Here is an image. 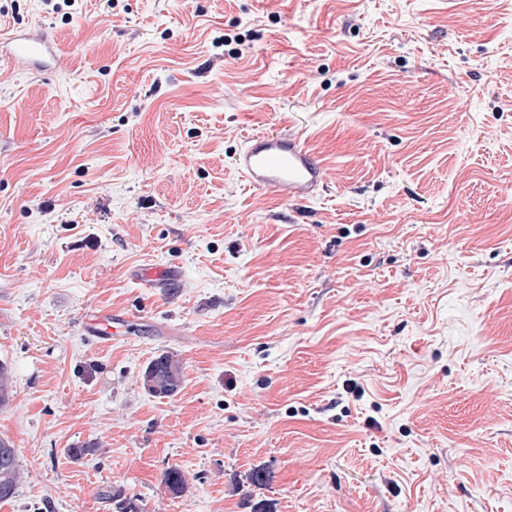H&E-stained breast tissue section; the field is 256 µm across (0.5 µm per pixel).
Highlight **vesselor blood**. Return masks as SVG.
<instances>
[{
    "label": "vessel or blood",
    "mask_w": 512,
    "mask_h": 512,
    "mask_svg": "<svg viewBox=\"0 0 512 512\" xmlns=\"http://www.w3.org/2000/svg\"><path fill=\"white\" fill-rule=\"evenodd\" d=\"M0 42L11 47L10 60L23 68H41L55 61L58 49L41 32L0 31ZM237 172L253 187L275 193L283 202L313 200L321 186L322 167L299 136L276 134L247 141L235 158Z\"/></svg>",
    "instance_id": "1"
}]
</instances>
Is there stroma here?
Wrapping results in <instances>:
<instances>
[{
    "mask_svg": "<svg viewBox=\"0 0 512 512\" xmlns=\"http://www.w3.org/2000/svg\"><path fill=\"white\" fill-rule=\"evenodd\" d=\"M1 24L58 58H0V512H512V0H0ZM280 130L314 201L233 167ZM11 46L10 60L14 65L21 66L27 70L46 66L47 62L54 63L58 56V49L46 34L41 32H29L19 34L12 28H1L0 55H2V44ZM32 71H41L35 69ZM183 379V367L177 355L165 352L155 357L143 374L144 388L156 397L175 395ZM21 480L16 448L0 439V501L13 498Z\"/></svg>",
    "mask_w": 512,
    "mask_h": 512,
    "instance_id": "stroma-1",
    "label": "stroma"
}]
</instances>
